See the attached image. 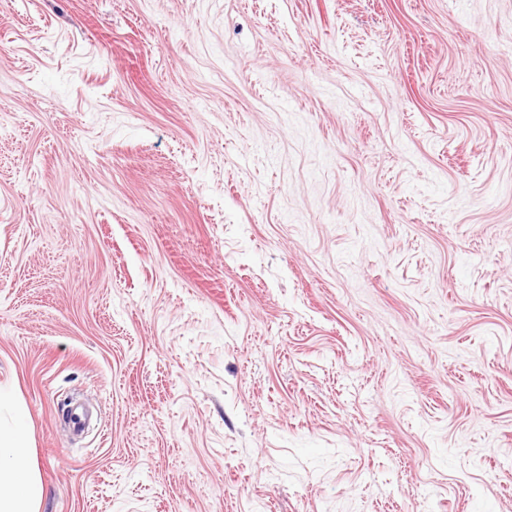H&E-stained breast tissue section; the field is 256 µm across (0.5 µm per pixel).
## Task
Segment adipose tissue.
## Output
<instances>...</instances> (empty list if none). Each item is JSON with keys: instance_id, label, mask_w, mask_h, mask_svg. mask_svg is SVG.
Instances as JSON below:
<instances>
[{"instance_id": "obj_1", "label": "adipose tissue", "mask_w": 512, "mask_h": 512, "mask_svg": "<svg viewBox=\"0 0 512 512\" xmlns=\"http://www.w3.org/2000/svg\"><path fill=\"white\" fill-rule=\"evenodd\" d=\"M24 420L0 428V512H38L41 488L28 461Z\"/></svg>"}]
</instances>
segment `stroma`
I'll use <instances>...</instances> for the list:
<instances>
[{"label":"stroma","instance_id":"35a3bbf8","mask_svg":"<svg viewBox=\"0 0 512 512\" xmlns=\"http://www.w3.org/2000/svg\"><path fill=\"white\" fill-rule=\"evenodd\" d=\"M0 390L39 512H512V0H0Z\"/></svg>","mask_w":512,"mask_h":512}]
</instances>
